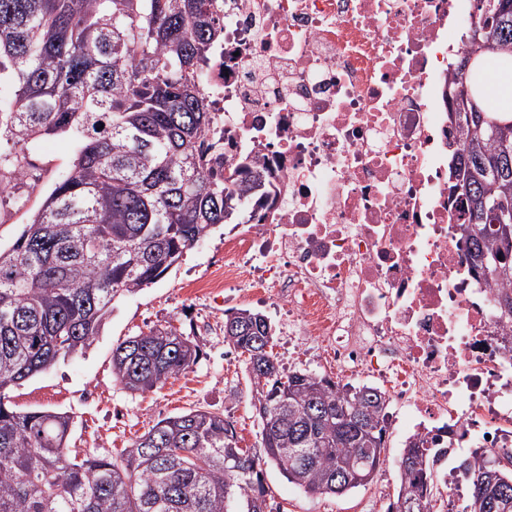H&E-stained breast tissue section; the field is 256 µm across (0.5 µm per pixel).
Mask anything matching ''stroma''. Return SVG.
Returning a JSON list of instances; mask_svg holds the SVG:
<instances>
[{
  "label": "stroma",
  "instance_id": "1",
  "mask_svg": "<svg viewBox=\"0 0 512 512\" xmlns=\"http://www.w3.org/2000/svg\"><path fill=\"white\" fill-rule=\"evenodd\" d=\"M74 159L68 138H47L30 158L26 187L17 198L0 203V246L12 244L47 192ZM228 225L216 226L188 250L155 284L116 302L111 316L91 345L47 372L14 388L12 401L19 409L52 408L74 418L71 445L105 454L128 446L132 440L167 416L191 409L222 413L233 423L241 447L259 451L260 425L253 407L254 387L245 359L224 343V312L248 309L262 312L278 323L273 309L253 301L239 289L233 301L224 291L208 287L217 264L224 258ZM170 322L197 339L198 361L186 372L146 393H131L114 380L112 350L124 339ZM273 352L285 369H306L337 378L336 369L320 362L316 350L290 348L283 334H275ZM402 439L387 436L385 462L370 486L343 495L311 496L289 484L274 466H266L264 484L270 512H372L373 495L383 489L394 495Z\"/></svg>",
  "mask_w": 512,
  "mask_h": 512
}]
</instances>
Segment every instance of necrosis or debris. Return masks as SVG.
I'll use <instances>...</instances> for the list:
<instances>
[{"mask_svg":"<svg viewBox=\"0 0 512 512\" xmlns=\"http://www.w3.org/2000/svg\"><path fill=\"white\" fill-rule=\"evenodd\" d=\"M207 92L277 197L209 285L378 384L426 447L512 448V322L448 199L452 31L475 0H224Z\"/></svg>","mask_w":512,"mask_h":512,"instance_id":"necrosis-or-debris-1","label":"necrosis or debris"}]
</instances>
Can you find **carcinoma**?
Masks as SVG:
<instances>
[{"instance_id": "cac0c4a2", "label": "carcinoma", "mask_w": 512, "mask_h": 512, "mask_svg": "<svg viewBox=\"0 0 512 512\" xmlns=\"http://www.w3.org/2000/svg\"><path fill=\"white\" fill-rule=\"evenodd\" d=\"M489 30L465 34L447 88L457 148L448 176L457 197L466 260L508 288L500 314L512 320V259L496 274L483 258L512 255V119L482 104V61L512 54V0H477ZM224 40L212 0H0L1 189L26 183L30 157L48 136L75 147L60 178L13 244L0 248V512H266L264 466L312 495L370 485L384 462L387 399L376 387L306 369L285 370L267 318L238 309L224 318V342L248 355L254 406L261 408L256 456L237 445L224 414L195 409L159 420L119 453L70 447L73 418L54 409L21 411L10 392L83 351L114 303L164 276L218 224L267 183L245 155L229 170L224 130L206 89V66ZM509 152H504L503 145ZM198 342L171 324L112 350L115 381L145 392L186 371ZM301 452L291 460L289 449ZM445 456L405 442L399 487L386 512H430L433 467ZM495 451L454 466L476 498L512 512V469L478 483Z\"/></svg>"}]
</instances>
